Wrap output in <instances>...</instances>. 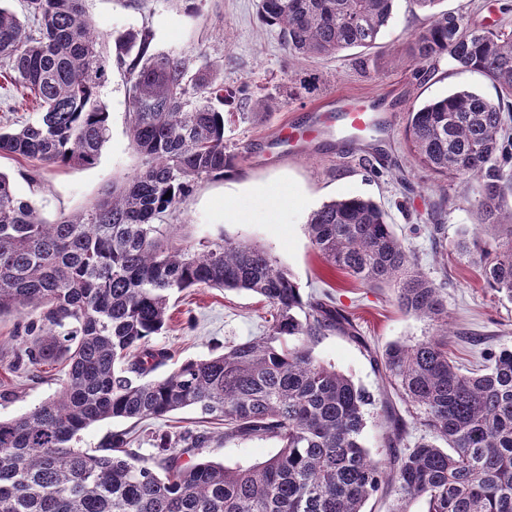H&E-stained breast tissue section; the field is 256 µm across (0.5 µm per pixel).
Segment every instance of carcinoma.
<instances>
[{"label":"carcinoma","mask_w":512,"mask_h":512,"mask_svg":"<svg viewBox=\"0 0 512 512\" xmlns=\"http://www.w3.org/2000/svg\"><path fill=\"white\" fill-rule=\"evenodd\" d=\"M86 0H26L38 35L0 7V60L30 91L39 116L0 127V153L47 166H89L109 133L99 96L112 64L128 81L131 145L142 167L112 183L86 211L49 222L0 172V315H37L34 364L62 359V393L29 412L0 418V512H364L391 489V512H512V348L462 372L448 356V282L424 273L374 201H329L308 221L320 258L370 288L395 287L401 311L435 333L414 344L372 349L331 293L303 299L288 270L262 246L221 237L192 250L162 223L204 176L233 169L224 145V103L268 111L272 102L226 90L190 60L153 51L142 28L103 37ZM394 0H258L261 22L278 31L290 61L372 48ZM429 24L410 46L423 66L450 56L483 74L497 101L458 89L406 113L414 162L434 179L467 185L480 224L498 230L495 255L477 250L485 284L512 302V31L438 12L440 0H412ZM170 197H165V194ZM208 286L247 290L269 301L268 332L171 374H150L170 353L150 343L168 320L171 296ZM338 333L360 345L388 387L373 393L322 364L313 345ZM224 422V439L262 437L276 454L242 468L192 459L213 436L187 429L153 439L146 457L123 432L99 448L80 433L108 419H159L183 409ZM385 427L387 451L363 443L366 416ZM423 434L408 441L407 418ZM190 460H184V457Z\"/></svg>","instance_id":"1"}]
</instances>
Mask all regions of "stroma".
<instances>
[{
  "label": "stroma",
  "mask_w": 512,
  "mask_h": 512,
  "mask_svg": "<svg viewBox=\"0 0 512 512\" xmlns=\"http://www.w3.org/2000/svg\"><path fill=\"white\" fill-rule=\"evenodd\" d=\"M257 3L86 0L87 15L103 35L149 28L156 51L186 56L192 67L208 66L224 87L244 84L253 96L276 102L273 110L252 119L226 116L224 143L238 153L236 167L200 179L193 193L166 216V223L198 250L224 235L260 244L290 272L303 296L330 292L372 346L413 344L430 336L431 323L401 312L392 287L370 288L325 265L308 236L307 221L323 203L347 196L373 199L428 276L447 280L452 331L448 341L457 364L473 369L482 364L485 349L512 347V303L499 300L484 283L474 257L456 249L462 231H474L478 225L475 209L463 200L464 185L455 179L436 182L414 174L404 137V116L411 106L458 88L493 99L497 96L493 85L481 73L460 70L447 56L429 63L424 76L416 75L408 47L413 35L427 26L428 15L412 0H394L392 17L375 47L312 58L294 69L288 66V52L276 32L260 22ZM440 7L472 24L512 29V0H442ZM341 96L386 99L390 109L384 133L365 132L349 143L330 132L300 153L272 147L281 127L304 123L314 108ZM100 97L110 112L109 137L94 165L48 167L34 159L0 156V172L48 220L89 208L112 182L141 167L128 135L123 69L113 68ZM442 196L448 202L437 232L430 212ZM272 312L267 300L246 290L202 287L174 294L166 327L151 339L172 355L157 369V376L169 375L183 360L206 359L264 335ZM29 321L23 314L0 317V416L4 418L30 411L56 396L66 383L61 362L28 363ZM313 351L320 362L370 391L384 384L365 351L344 336H323ZM184 427L210 432L214 440L200 449V457L230 468L262 462L279 447L269 439H225L222 421L200 419L190 409L161 419L100 422L82 432L80 445L98 447L111 432L124 430L134 447L148 455L153 435Z\"/></svg>",
  "instance_id": "stroma-1"
}]
</instances>
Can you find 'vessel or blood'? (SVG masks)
<instances>
[{"instance_id":"vessel-or-blood-1","label":"vessel or blood","mask_w":512,"mask_h":512,"mask_svg":"<svg viewBox=\"0 0 512 512\" xmlns=\"http://www.w3.org/2000/svg\"><path fill=\"white\" fill-rule=\"evenodd\" d=\"M316 127H306L299 133L281 129L278 138L289 146L296 147L311 141L315 131L339 130L344 138H352L359 132L379 129L386 124L387 107L383 100L370 99L368 103L356 105L347 98H336L319 106Z\"/></svg>"}]
</instances>
